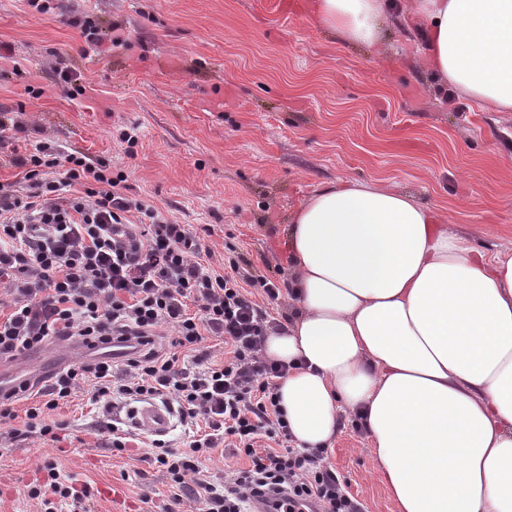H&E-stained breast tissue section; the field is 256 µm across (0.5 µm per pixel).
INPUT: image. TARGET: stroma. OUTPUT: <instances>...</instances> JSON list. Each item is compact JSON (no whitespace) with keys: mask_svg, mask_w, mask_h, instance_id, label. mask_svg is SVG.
Instances as JSON below:
<instances>
[{"mask_svg":"<svg viewBox=\"0 0 512 512\" xmlns=\"http://www.w3.org/2000/svg\"><path fill=\"white\" fill-rule=\"evenodd\" d=\"M301 0H60L37 12L0 0V53L19 73L0 74V107L23 110L30 134L1 150L48 137L108 159L133 194L178 224L211 226L214 263L232 241L254 270L283 265L292 212L319 186L380 180L445 213L473 247L512 246V114L449 95L429 75L416 21L392 23L383 42H336ZM121 24L129 47L103 41L86 68L85 39L71 16ZM84 94L63 87L57 59ZM137 126L135 157L119 139ZM104 407L83 388L53 411L57 440L6 439L0 424V512H44L28 498L46 464L90 491L88 512H189L173 505L169 476L147 449H112ZM343 414L325 450L364 512H397Z\"/></svg>","mask_w":512,"mask_h":512,"instance_id":"stroma-1","label":"stroma"}]
</instances>
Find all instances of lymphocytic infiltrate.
<instances>
[{
	"mask_svg": "<svg viewBox=\"0 0 512 512\" xmlns=\"http://www.w3.org/2000/svg\"><path fill=\"white\" fill-rule=\"evenodd\" d=\"M9 162L20 168L22 187L0 184V282L12 285L10 311L0 320V359L75 338L94 354L52 373L44 400H32L26 382L0 391V422H23L10 438L65 430L50 413L89 382L97 402L172 401L184 423L205 420L208 433L185 450L151 442L154 462L177 488L175 504L250 512L255 502L284 500L316 512H360L345 477L326 465L322 451L291 444L276 384L288 368L264 359L263 341L275 323L248 294L256 288L277 301L276 280L252 274L230 242L222 269H215L206 235L121 192L123 175L102 157L43 138ZM133 221L138 232L128 245L116 244L114 231ZM209 336L223 338V363L186 365ZM112 347L124 352L122 372L103 355ZM21 401L26 408L19 413ZM261 437L267 447H257ZM227 441L247 467L225 471L219 481L202 478L199 458ZM28 495L42 499L48 512L59 500L81 512L88 491L65 483L51 466Z\"/></svg>",
	"mask_w": 512,
	"mask_h": 512,
	"instance_id": "f902f5d3",
	"label": "lymphocytic infiltrate"
}]
</instances>
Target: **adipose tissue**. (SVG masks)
Instances as JSON below:
<instances>
[{
	"instance_id": "obj_1",
	"label": "adipose tissue",
	"mask_w": 512,
	"mask_h": 512,
	"mask_svg": "<svg viewBox=\"0 0 512 512\" xmlns=\"http://www.w3.org/2000/svg\"><path fill=\"white\" fill-rule=\"evenodd\" d=\"M337 41L377 46L421 21L433 78L512 112V0H314ZM295 309L264 343L298 447L363 418L398 512H512V247L486 254L439 210L378 181L315 190L293 212Z\"/></svg>"
}]
</instances>
